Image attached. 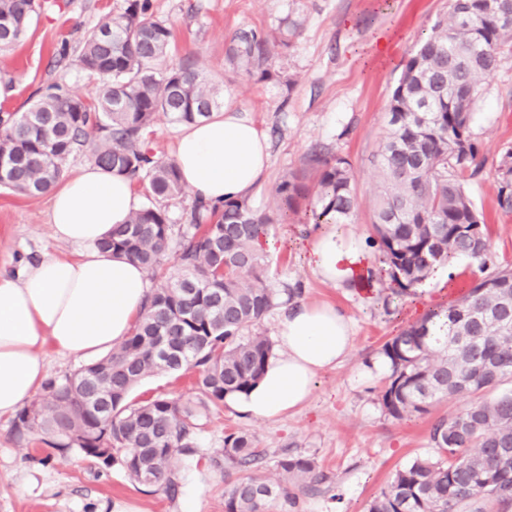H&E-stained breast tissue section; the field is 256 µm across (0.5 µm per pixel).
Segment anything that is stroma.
<instances>
[{"mask_svg":"<svg viewBox=\"0 0 512 512\" xmlns=\"http://www.w3.org/2000/svg\"><path fill=\"white\" fill-rule=\"evenodd\" d=\"M154 18L173 33L166 66L192 62L219 91L224 105L244 112L270 146L267 172L249 194L255 209L274 212V190L291 172L314 186L308 163L312 151L347 158L355 175L358 209L354 231L369 234L379 181L370 159L388 132L387 105L416 44L434 22L449 13V0H150ZM127 0H43L26 37L0 51L1 112H22L47 84L58 82L92 100L102 79L78 66H59L63 47H76L109 14L124 12ZM257 32L273 46L271 75L260 78L231 63L227 49L244 32ZM382 32L397 47L390 59L369 60V49ZM473 135L484 161L481 172L466 181L475 206L484 215L492 238L494 261L512 265V213L497 203V167L512 148V46L504 47L495 74L482 86ZM314 204L306 199V209ZM46 196L29 197L0 186V268L49 252L76 256L75 247L58 242L47 222ZM301 213L275 220L269 234V278L301 284L302 301L330 302L353 320V345L347 359L316 379L309 403L279 420H259L220 406L203 418L199 432V470L192 472L177 496L159 487L132 483L119 467L90 464L76 453L50 454L47 436L36 430L18 437L13 417H0V512H185L195 499L198 512H224L228 479L211 459L224 446L225 434L243 430L257 447L292 449L314 455L334 475L339 500L301 497L299 512H366L370 500L396 469L430 452L434 417L462 407L458 398L441 400L431 414L396 421L385 416L377 395L384 376L373 364L383 342L409 324L408 296L389 295L378 285L369 302L347 288L318 280L308 267L300 242L316 227ZM458 281H426L435 309L446 308L461 290L480 277L479 264L459 259ZM159 395L195 397L192 372L160 373L146 378L130 399L142 402Z\"/></svg>","mask_w":512,"mask_h":512,"instance_id":"obj_1","label":"stroma"}]
</instances>
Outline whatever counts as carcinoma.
I'll list each match as a JSON object with an SVG mask.
<instances>
[{
	"mask_svg": "<svg viewBox=\"0 0 512 512\" xmlns=\"http://www.w3.org/2000/svg\"><path fill=\"white\" fill-rule=\"evenodd\" d=\"M38 0H0V50L26 35ZM171 29L149 14L148 0H129L105 17L74 52L62 49L56 65H77L103 79L86 102L54 84L19 116L0 117V185L29 196L52 190L81 152L98 166L148 178L152 196L182 192L171 159L153 154L143 134L157 114L193 123L219 106L214 87L189 63L160 67ZM512 43V0H450V17L438 19L406 62L388 103V136L371 158L382 177L373 207L370 242L389 290L396 296L425 282L436 266L457 256L492 263L487 224L465 188L482 166L472 133L478 93ZM272 51L254 35L236 37L228 58L271 76ZM317 172L316 224H347L357 196L343 157L313 153ZM498 203L512 213V151L498 165ZM307 188L290 173L275 188L277 209L296 211ZM190 230L179 242L165 210L151 203L119 224L101 248L139 262L157 280L141 321L106 357L62 379L16 416L24 436L39 428L59 453L119 466L140 485L150 481L174 497L184 472L198 467V420L224 399L250 391L274 356V345L251 330L301 293L268 277L266 253L253 241L268 234L273 218L247 199L221 208L197 200ZM175 273H166L168 262ZM431 312L386 340L379 354L390 373L378 394L388 417L424 416L443 398L468 397L462 409L437 417L429 430L432 453L395 471L370 501L368 512H512V269L497 266L448 303L447 339L427 340ZM177 347L174 362L158 344ZM192 369L198 401L158 396L129 403L130 391L161 372ZM112 410L99 412L98 399ZM224 472L258 471L273 459L277 478L247 476L229 483L224 512H295L302 495L332 494L335 479L316 459L284 449L273 455L246 432L224 436Z\"/></svg>",
	"mask_w": 512,
	"mask_h": 512,
	"instance_id": "carcinoma-1",
	"label": "carcinoma"
}]
</instances>
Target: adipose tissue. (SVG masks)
Here are the masks:
<instances>
[{"instance_id": "obj_1", "label": "adipose tissue", "mask_w": 512, "mask_h": 512, "mask_svg": "<svg viewBox=\"0 0 512 512\" xmlns=\"http://www.w3.org/2000/svg\"><path fill=\"white\" fill-rule=\"evenodd\" d=\"M174 161L182 182L218 206L256 187L269 145L230 106L189 124ZM140 204L128 176L87 163L58 185L47 206L53 238L78 247L77 257L46 254L16 273L0 271V416L15 413L41 387L46 347L103 357L132 332L149 292L146 271L100 243ZM301 249L322 282L371 299L379 271L365 236L326 224ZM277 336L281 351L256 386L227 398L239 413L269 420L303 408L316 377L347 358L353 323L336 305L292 302L280 313Z\"/></svg>"}]
</instances>
